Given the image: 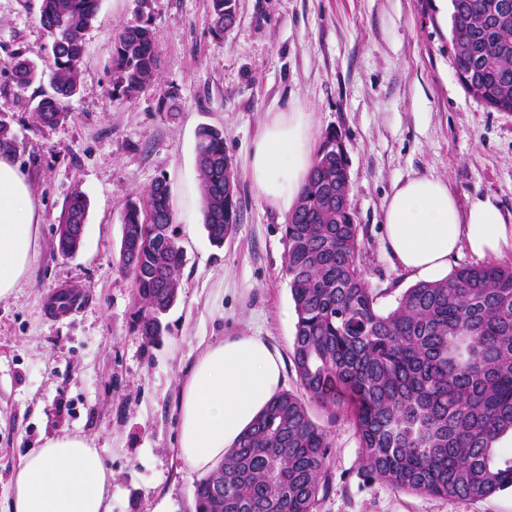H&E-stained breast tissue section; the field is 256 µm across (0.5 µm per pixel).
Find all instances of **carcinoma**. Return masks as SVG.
I'll return each mask as SVG.
<instances>
[{
  "label": "carcinoma",
  "instance_id": "carcinoma-1",
  "mask_svg": "<svg viewBox=\"0 0 512 512\" xmlns=\"http://www.w3.org/2000/svg\"><path fill=\"white\" fill-rule=\"evenodd\" d=\"M455 64L466 90L483 106L512 112V12L502 0H450ZM100 0H42L40 21L52 36V93L39 119L57 125L80 85L83 37ZM212 29L232 21L236 0H211ZM138 0L134 22L114 38L113 90L131 98L155 76L157 33ZM16 83L38 73L12 65ZM16 136L0 121V152H16ZM197 172L204 229L220 248L239 222L238 191L228 188L224 132H197ZM347 157L336 132L322 138L295 209L285 225V267L297 322L290 353L300 390L283 391L240 438L218 468L195 485V512H317L333 492L330 442L311 416L349 411L362 473L419 495L480 499L512 490V458L499 441L512 435V262L463 263L453 279L418 282L383 311L364 270L360 225L348 204ZM87 200L75 193L62 217L83 224ZM169 185L156 181L122 212L119 264L141 307V335L156 343L176 304L182 247L172 229ZM57 251L72 256L77 237L60 229Z\"/></svg>",
  "mask_w": 512,
  "mask_h": 512
}]
</instances>
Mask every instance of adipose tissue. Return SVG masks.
<instances>
[{
	"instance_id": "ef3b65f1",
	"label": "adipose tissue",
	"mask_w": 512,
	"mask_h": 512,
	"mask_svg": "<svg viewBox=\"0 0 512 512\" xmlns=\"http://www.w3.org/2000/svg\"><path fill=\"white\" fill-rule=\"evenodd\" d=\"M315 156L311 115L293 106L266 116L248 173L256 197L278 213L295 208ZM31 183L12 155L0 154V298L10 296L35 257L40 216ZM385 243L411 278L452 277L461 250L479 258L512 252V217L488 200L460 210L443 179L416 175L396 184L383 210ZM284 358L257 333L206 346L185 379L177 454L192 468H216L280 392ZM112 474L99 449L80 436L46 440L21 458L11 512H111Z\"/></svg>"
}]
</instances>
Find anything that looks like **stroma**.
Wrapping results in <instances>:
<instances>
[{"label": "stroma", "instance_id": "1", "mask_svg": "<svg viewBox=\"0 0 512 512\" xmlns=\"http://www.w3.org/2000/svg\"><path fill=\"white\" fill-rule=\"evenodd\" d=\"M211 0H148L158 32L156 78L134 97L112 90L115 34L137 0H101L84 36L80 88L68 119L43 123L50 38L41 0H0V120L17 136L14 159L32 183L41 227L36 261L0 299V512L29 449L62 434L86 437L112 472V512H194L201 471L177 456L183 379L201 350L241 333L290 354L296 316L285 272L286 221L252 191L247 166L266 113L301 103L315 138L341 133L350 204L368 279L388 309L414 281L384 242L382 211L395 184L417 174L445 180L461 209L491 200L512 214V112L478 103L454 64L451 22L437 0H237L223 34ZM43 80L19 87L15 58ZM175 95L179 110L160 104ZM223 129L236 173L240 221L223 247L203 226L196 164L200 126ZM166 179L184 252L167 332L148 344L119 260L125 202ZM88 214L78 252L54 248L72 192ZM81 298L51 312L63 291ZM329 432L335 490L317 512H512V490L467 501L409 493L361 474L362 450L346 414L313 409Z\"/></svg>", "mask_w": 512, "mask_h": 512}]
</instances>
